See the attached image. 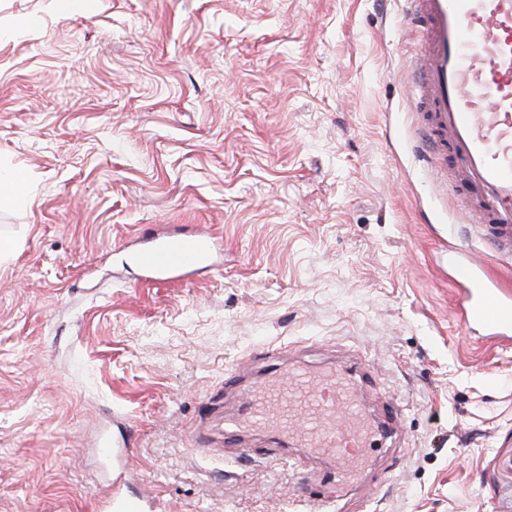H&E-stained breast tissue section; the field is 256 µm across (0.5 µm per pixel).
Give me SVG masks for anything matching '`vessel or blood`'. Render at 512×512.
I'll list each match as a JSON object with an SVG mask.
<instances>
[{"label": "vessel or blood", "mask_w": 512, "mask_h": 512, "mask_svg": "<svg viewBox=\"0 0 512 512\" xmlns=\"http://www.w3.org/2000/svg\"><path fill=\"white\" fill-rule=\"evenodd\" d=\"M408 24L420 36L412 94L420 117V148L434 170L454 161L467 205L466 221L487 226L494 249L512 256V0H408ZM222 241L209 232L148 237L130 260L148 282L215 269ZM460 284V319L482 337L512 339V288L489 276L461 250L448 253ZM246 415L224 418V442L254 429H299L311 458L329 466L300 471L294 496L318 503L320 487L343 482L376 432L361 430L356 387L296 369L274 387L251 392ZM100 456L121 474L135 470L125 443L100 442Z\"/></svg>", "instance_id": "vessel-or-blood-1"}]
</instances>
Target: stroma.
Segmentation results:
<instances>
[{
    "label": "stroma",
    "mask_w": 512,
    "mask_h": 512,
    "mask_svg": "<svg viewBox=\"0 0 512 512\" xmlns=\"http://www.w3.org/2000/svg\"><path fill=\"white\" fill-rule=\"evenodd\" d=\"M407 0H0V512H310L288 465L205 455L243 392L368 364L380 453L342 512H512V343L465 338L448 252L512 283L416 149ZM209 227L208 277L121 262ZM237 367L241 391L224 394ZM126 440L121 481L98 456ZM26 176L18 170L4 172L0 176V199L7 195L16 205L27 201ZM97 452L100 456L111 458L117 464L120 473L130 475L134 473L135 462L131 448H126V442L112 441V447L107 441L98 444Z\"/></svg>",
    "instance_id": "1"
}]
</instances>
